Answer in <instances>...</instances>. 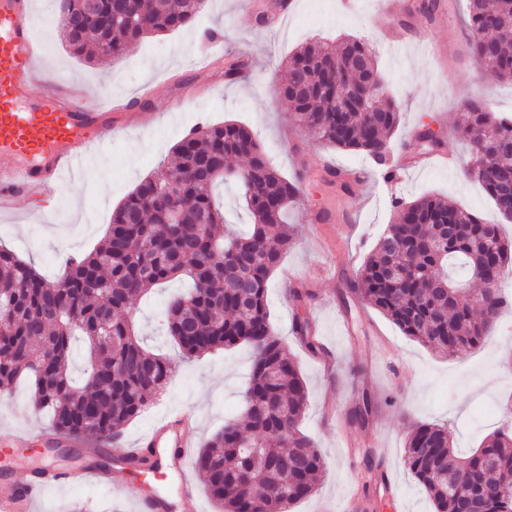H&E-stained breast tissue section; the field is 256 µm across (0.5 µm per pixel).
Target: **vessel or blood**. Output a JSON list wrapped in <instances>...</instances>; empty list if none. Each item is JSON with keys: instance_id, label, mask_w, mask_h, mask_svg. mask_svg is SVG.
Returning a JSON list of instances; mask_svg holds the SVG:
<instances>
[{"instance_id": "1", "label": "vessel or blood", "mask_w": 512, "mask_h": 512, "mask_svg": "<svg viewBox=\"0 0 512 512\" xmlns=\"http://www.w3.org/2000/svg\"><path fill=\"white\" fill-rule=\"evenodd\" d=\"M41 40L30 0H0V206L22 195H54L64 174L78 171L85 150L100 148L112 137L111 103L81 99L77 88L58 81L34 95L35 59ZM193 411L163 417L136 448H117L114 470L133 458L151 457L162 478H176L183 512H198L199 497L185 469L196 444L190 428ZM43 487L32 479L0 495V512H33Z\"/></svg>"}]
</instances>
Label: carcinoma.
I'll use <instances>...</instances> for the list:
<instances>
[{
	"instance_id": "cac0c4a2",
	"label": "carcinoma",
	"mask_w": 512,
	"mask_h": 512,
	"mask_svg": "<svg viewBox=\"0 0 512 512\" xmlns=\"http://www.w3.org/2000/svg\"><path fill=\"white\" fill-rule=\"evenodd\" d=\"M115 0H98L84 13V0H70L60 17L62 42L75 56L93 61L96 51L118 59L151 36L183 29L207 0H125L128 17H113ZM474 55L488 49L485 66L498 80L512 82V0H469L466 21ZM352 94L333 95L336 64ZM246 67L243 56L224 59V76L236 82ZM383 82L375 56L356 38L338 44L309 43L286 61L281 96L296 123L317 143L363 152L382 167L390 136L399 124L392 100L375 99L374 117L360 110L362 96ZM471 155L463 166L499 213L512 204L503 180L509 164L485 165L498 141L512 139V116H497L465 105ZM174 162L160 163L112 212L102 243L87 255L64 260V274L51 282L14 251L0 248V389L21 377L33 385V403L49 411L62 438L104 440L141 413L166 387L170 366L147 350L130 306L138 297L180 276L193 282L165 311V329L188 358L246 343L254 355L242 419L227 421L194 457L217 512H288L313 495L324 457L299 429L308 389L270 318L267 284L293 243L288 207L300 187L267 162L252 132L235 122L191 129L173 147ZM244 157L236 171L231 159ZM229 181L243 189L252 224L248 233L229 229L215 189ZM176 194L178 223H170V194ZM396 222L377 240L352 285L361 300L387 316L401 332L440 352L480 346L490 325L512 307L501 268L512 269V243L497 224L472 210L426 195L409 203L393 200ZM446 224L459 227L450 238ZM481 289L480 314L450 295ZM293 333L310 353L321 346L310 320L293 319ZM84 338L88 370L79 382L68 373L73 339ZM378 398L367 387L348 414L364 425ZM404 462L432 501L435 512H461L464 505L446 494L448 473L470 489L486 492L483 512H512V429L498 431L472 454L455 453L448 429L431 423L413 427Z\"/></svg>"
}]
</instances>
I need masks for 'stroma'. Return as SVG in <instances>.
Instances as JSON below:
<instances>
[{
    "label": "stroma",
    "instance_id": "1",
    "mask_svg": "<svg viewBox=\"0 0 512 512\" xmlns=\"http://www.w3.org/2000/svg\"><path fill=\"white\" fill-rule=\"evenodd\" d=\"M31 2L44 23L39 67L45 75L124 102L125 109L117 117L111 148L87 152L83 173L61 180L52 199L20 197L0 211V245L31 261L48 280H57L65 256L87 254L97 245L116 206L170 158L185 131L227 120L248 127L272 166L299 179L303 190L288 213L294 242L269 278L268 303L274 330L307 385L301 429L323 453L326 471L317 492L291 512H322L324 502L339 507L352 495L363 497L362 512H434L404 465L408 434L416 422L447 426L462 454L503 424L512 425V364L504 362L512 349V312L488 330L479 347L448 355L405 336L383 314L355 301L347 282L393 223L392 199L443 197L501 225L510 240L512 222L502 220L474 179L439 162L396 171L387 182L364 155L318 145L274 89L285 78L288 56L303 44L361 38L376 56L400 112L390 141L392 157L418 154L415 132L424 124L440 133L443 152L463 157L469 139L465 104L512 113V83L482 77L467 44L468 0H440L433 21L416 11L418 0H402V11L392 21L380 13L379 0H354L351 9L345 0H208L191 27L147 38L123 59L103 57L93 65L63 45L56 0ZM208 31L223 33L225 54L245 53L249 68L238 82L227 83L220 63L197 61L195 50ZM145 85L153 87L154 97L142 108L135 101ZM330 167L364 178L345 192L331 182ZM316 211L336 213L337 220L312 223ZM298 287L312 294L304 313L320 341L316 355L291 333L295 309L286 291ZM183 288V282L174 281L132 305L145 347L169 359L171 377L148 408L124 426L127 447H135L165 412L193 410L201 445L242 412L250 346L187 359L164 334V304ZM365 386L382 402L370 424L359 427L349 423L347 414ZM50 425V413L34 407L27 381L0 390V430L14 436L8 450L0 451V491L25 482L39 466L93 468L97 458L82 444L65 439L47 446L43 432ZM365 448L374 451L387 482L368 496L352 458ZM147 492L161 493L172 505L170 512H181L174 480L129 471L114 473L108 487L88 481L45 489L34 512H73L78 506L83 512H135L137 498Z\"/></svg>",
    "mask_w": 512,
    "mask_h": 512
}]
</instances>
